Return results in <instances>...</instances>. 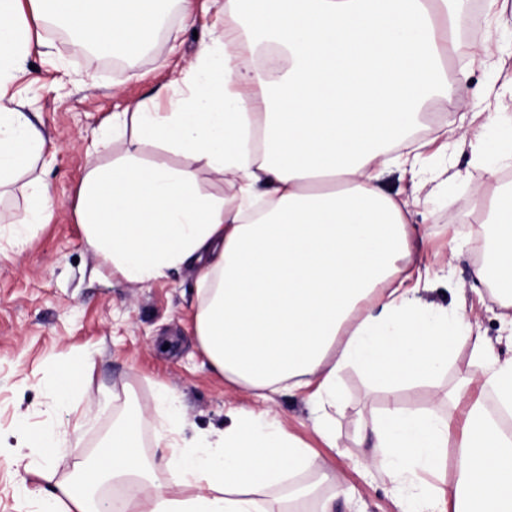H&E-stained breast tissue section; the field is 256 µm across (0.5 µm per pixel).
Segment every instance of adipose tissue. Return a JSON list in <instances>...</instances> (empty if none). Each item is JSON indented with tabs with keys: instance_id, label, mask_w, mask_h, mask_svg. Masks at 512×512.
<instances>
[{
	"instance_id": "adipose-tissue-1",
	"label": "adipose tissue",
	"mask_w": 512,
	"mask_h": 512,
	"mask_svg": "<svg viewBox=\"0 0 512 512\" xmlns=\"http://www.w3.org/2000/svg\"><path fill=\"white\" fill-rule=\"evenodd\" d=\"M463 0H224V30L204 39L195 65L112 115L110 150L127 132L162 149L144 162L125 154L85 176L75 214L86 244L128 282L144 284L185 264L199 269L195 336L231 388L263 402L237 411L223 430L180 445L176 399L159 396L168 484L140 443L143 418L113 425L98 455L74 477L26 491L34 512H274L276 496L315 497L334 512L343 496L334 468L267 407L269 393L307 394L314 429L336 445L346 404L338 377L362 371L376 389L405 387L447 368L458 337L479 367L474 383L512 413V356H496L469 315L424 305L409 267L425 230L407 201L379 176L409 170L432 201L447 183L426 165V142L393 153L418 125L426 102L466 104L463 79H449ZM161 0H0V188L33 171L44 138L5 87L44 46L31 23L57 21L104 56L143 47L160 26ZM184 157L170 164L166 153ZM224 195L198 185L199 169ZM27 238L50 216L54 197L36 178ZM494 228L492 262L472 270L512 307V184L475 187L467 201ZM456 447L435 410L399 404L371 416L361 465L388 481L399 512H512V436L484 401L467 400ZM454 459L447 488L432 484ZM312 481L296 484L295 476ZM124 488L120 499L104 485Z\"/></svg>"
}]
</instances>
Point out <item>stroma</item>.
Here are the masks:
<instances>
[{"label":"stroma","instance_id":"stroma-1","mask_svg":"<svg viewBox=\"0 0 512 512\" xmlns=\"http://www.w3.org/2000/svg\"><path fill=\"white\" fill-rule=\"evenodd\" d=\"M164 26L154 35L149 51L125 55L120 68L94 65L79 56L68 41L40 28L45 57H32L39 80L22 76L8 93L42 131L44 164L36 173L50 183L55 208L49 223L38 225L24 243L0 233V434L18 425L31 434L52 428L59 436L58 454L48 465L50 481L69 475L76 462L98 451L113 423L138 410H153L158 388H166L182 408L184 426L179 439L223 429L226 412L237 407L256 409L248 394L231 389L213 372L193 338L198 304V278L193 267L169 271L166 277L133 284L113 272L84 242L75 215L82 180L89 168L132 154L152 159L155 147L128 139L114 153L87 155V145L106 129L113 113L132 102L165 92L170 72L195 61L201 40L211 30L223 29L224 15L211 0H193L192 20H184L176 0H166ZM459 51L447 63L449 76L467 75L469 87L495 81L484 53L512 68V16L488 12L484 0H464L458 19ZM469 153L438 156L462 173L432 203L436 211L429 226L425 252L417 263L430 264L435 254L455 250L447 276L431 278L421 289L430 306L463 311L478 323L479 331L496 353H512V333L506 328L512 308L504 309L490 288L473 283L471 274L480 260V241L490 228L463 202L474 185L495 188L503 174L473 168ZM87 362L81 396L69 403L56 401L53 383L77 359ZM471 372L470 348L457 343L440 377L398 391L407 407H430L449 388ZM339 387L348 409L336 424V439L348 457L338 461L313 432L315 414L304 396L281 391L273 408L300 438L317 452L320 463L334 465L344 485L355 496L337 502L335 512H396L388 482L364 473L354 464L365 456L355 447L357 412L364 400L384 408L387 395L369 392L353 367L339 375ZM9 451L0 452V512H20L24 487L38 486L37 478L9 465Z\"/></svg>","mask_w":512,"mask_h":512}]
</instances>
